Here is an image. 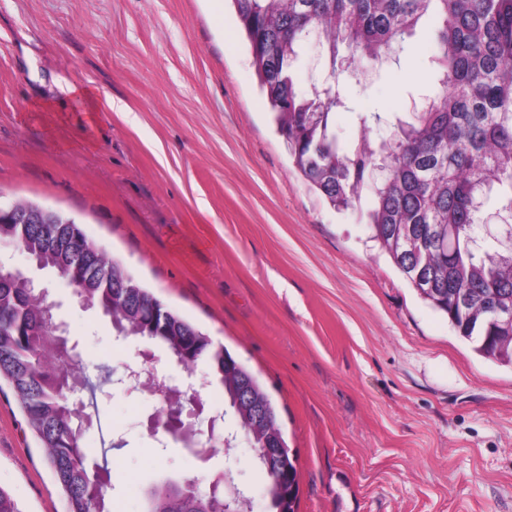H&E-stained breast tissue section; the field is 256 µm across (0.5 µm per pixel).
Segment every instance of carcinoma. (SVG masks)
<instances>
[{
    "instance_id": "carcinoma-1",
    "label": "carcinoma",
    "mask_w": 512,
    "mask_h": 512,
    "mask_svg": "<svg viewBox=\"0 0 512 512\" xmlns=\"http://www.w3.org/2000/svg\"><path fill=\"white\" fill-rule=\"evenodd\" d=\"M252 66L295 169L336 210L371 198L364 213L369 238L421 300L448 318L480 356L512 364V346L490 351L497 335L482 313L490 290L512 299V255L475 240L481 212L474 198L500 196L512 213V0H232ZM425 17L435 19L433 53L439 92L399 121L389 140L342 145L334 114L345 106L337 73L358 56L384 64ZM314 44L330 79L300 90L293 74ZM385 159L388 179L369 181ZM41 269L60 273L74 292L112 318L121 336L162 346L194 367L207 359L211 378L239 427L265 436L281 428L274 403L256 376L211 338L156 298L79 224H0ZM23 273L0 271V380H5L69 502V512H110V472L88 468L84 413L71 398L89 380L71 368L74 348L60 347L47 295L24 287ZM187 480H166L143 494V512H223L224 498L185 495Z\"/></svg>"
}]
</instances>
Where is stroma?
<instances>
[{
	"instance_id": "obj_1",
	"label": "stroma",
	"mask_w": 512,
	"mask_h": 512,
	"mask_svg": "<svg viewBox=\"0 0 512 512\" xmlns=\"http://www.w3.org/2000/svg\"><path fill=\"white\" fill-rule=\"evenodd\" d=\"M433 23L398 62L341 74L347 143L388 136L434 94ZM114 106L102 108L100 93ZM383 124L362 132L359 112ZM48 205L157 298L257 376L298 457V512H512V366L484 359L294 170L259 92L230 5L212 0H0V202ZM50 299L95 387L90 459L112 475V512H141L161 479L206 489L224 472L252 512L267 477L206 362L184 411L224 416L233 448L210 459L160 443L161 403L119 382L159 345L119 341L112 321L56 273L0 242ZM0 487L23 512L68 502L10 390L0 391Z\"/></svg>"
}]
</instances>
